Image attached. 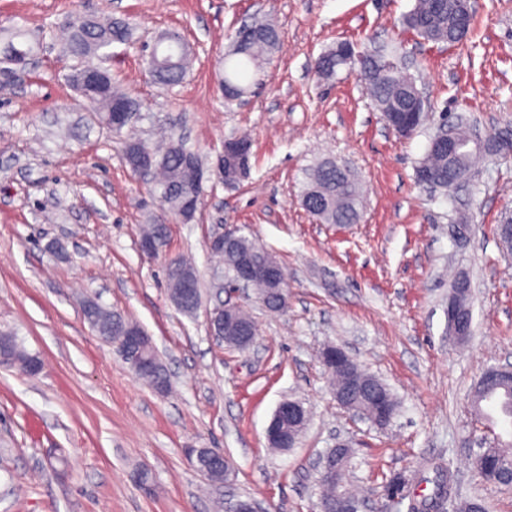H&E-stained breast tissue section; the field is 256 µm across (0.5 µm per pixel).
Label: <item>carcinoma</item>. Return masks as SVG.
<instances>
[{
    "mask_svg": "<svg viewBox=\"0 0 512 512\" xmlns=\"http://www.w3.org/2000/svg\"><path fill=\"white\" fill-rule=\"evenodd\" d=\"M457 13V0H416L412 10L404 17V27L414 35L434 43H446L454 31ZM256 31L246 40H241L240 31L229 37L224 52V73L220 75L219 85L225 101L232 103L249 93L255 76L262 64L273 55L281 44V34L277 25L270 21L255 22ZM132 35L131 24L120 18H114L106 24L97 17H78L69 27L64 38L63 56L71 61L67 79L76 88L80 96L93 108L102 109L101 116L111 110L116 100L126 103L131 109L138 107V101L130 95L120 92L113 77L99 88L90 90L83 85L79 76L84 70L93 67L89 58L98 51L112 46L114 43L124 44ZM159 47L156 55L147 56L148 65L154 72L158 83L173 85L181 82L186 74L189 58L188 47L183 36L177 31L161 33L154 41ZM33 47L16 34L0 45V62L5 63L15 56L30 57ZM387 55L383 52H371L367 55L361 70L362 82L365 84L372 101L378 111L382 112L385 122L395 123L397 112L403 111L412 102V84L409 75H399L384 65ZM346 67L339 61L336 53L329 49L319 56L313 65V72L319 78L329 79ZM187 148L177 141H171L163 148H153L140 141L125 143V160L131 169H136L140 155L149 153L155 163V183L167 190L164 202L173 215H178L182 200L179 194L181 184L191 177V170L185 162ZM476 155L459 146L455 155L450 156L433 147H428L426 156L419 162L416 170L427 171L433 176L436 187L445 191L455 189L453 171L457 168H471ZM310 200L303 204L306 211L315 216L323 224H355L360 218L362 195L359 186L350 170L327 159L313 167L306 177L302 200ZM265 249L257 246L249 238L240 240L239 249L234 252H223L216 257L224 263L228 270H233L243 255L259 258ZM92 331L112 343V329L117 317L111 311L97 306L85 316ZM252 322L250 316L242 309L236 310V322L232 328H225L224 344L236 346L238 325ZM0 345L11 352L13 365L23 367L35 360L22 342L12 333L0 334ZM153 357L156 373L151 376L154 385L164 392L169 387V377L165 365L155 352ZM502 400V412L512 418V386L504 383L491 387L474 386L471 392V405L475 413L485 414V407L494 399ZM502 467V479L499 484L507 485L512 475V439L498 437L495 445L482 449ZM351 464L347 458L340 462L336 469V482L320 486L319 499L328 512H336L339 508L337 494L346 495L356 509H361V501L352 494L346 485V476ZM430 482L433 490L428 495L418 496L408 489L409 481ZM390 484L398 492V504H407V512H473V509H484V505L476 498H464L459 492L452 467L439 460L427 462L411 469V478L397 474L390 478Z\"/></svg>",
    "mask_w": 512,
    "mask_h": 512,
    "instance_id": "carcinoma-1",
    "label": "carcinoma"
}]
</instances>
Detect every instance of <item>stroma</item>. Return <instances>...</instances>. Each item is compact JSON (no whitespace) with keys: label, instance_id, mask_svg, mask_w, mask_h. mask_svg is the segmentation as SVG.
<instances>
[{"label":"stroma","instance_id":"stroma-1","mask_svg":"<svg viewBox=\"0 0 512 512\" xmlns=\"http://www.w3.org/2000/svg\"><path fill=\"white\" fill-rule=\"evenodd\" d=\"M415 0H97L127 19L128 43L102 64L141 104L122 134L80 109L67 62L50 38L84 0H0V29L25 30L35 49L0 80V332L36 353L33 377L0 369V512H213L215 498H251L265 512H317L319 461L336 442L354 450L350 480L362 512H379L383 485L411 464L451 462L464 496L512 512V491L474 467L485 434L469 401L489 367L512 363V253L494 227L512 211V153L476 161L456 197L418 184L415 169L440 124L461 113L482 135L512 130V0H475L468 35L424 41L402 20ZM272 19L283 38L263 84L225 103L216 73L242 20ZM180 30L195 55L182 83L145 74L142 44ZM347 40L387 46L427 96L428 116L401 137L355 73L314 76L313 60ZM253 141L249 178L204 185L193 223L170 226L167 251L191 259L203 308L176 309L163 259L145 258L139 228L165 204L126 164V141L181 137L204 165L225 139ZM332 158L364 195L354 224L315 223L301 205L305 176ZM466 222V235L457 232ZM238 229L276 254L288 304L269 312L255 294H221L206 242ZM64 253L52 250L53 242ZM471 285L473 333L447 332L456 277ZM93 300L140 323L171 380L160 394L140 380L82 315ZM242 306L259 336L238 351L215 340L207 312ZM341 346L396 396L385 427L352 417L334 397L319 351ZM310 421L296 447L274 453L265 428L285 398ZM221 448L235 478L213 485L186 455ZM148 469L151 490L133 475Z\"/></svg>","mask_w":512,"mask_h":512}]
</instances>
